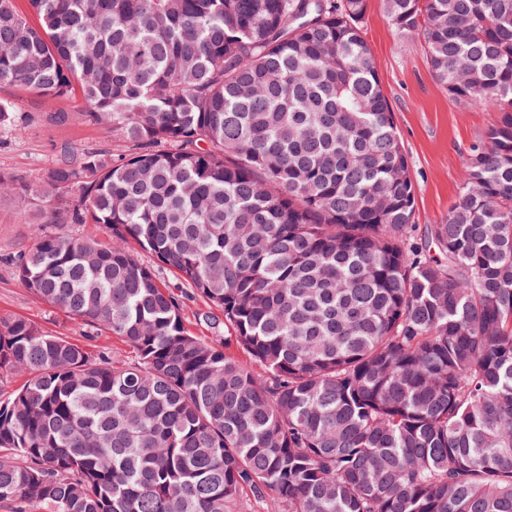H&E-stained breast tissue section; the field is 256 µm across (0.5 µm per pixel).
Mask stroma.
<instances>
[{
    "label": "stroma",
    "instance_id": "1",
    "mask_svg": "<svg viewBox=\"0 0 512 512\" xmlns=\"http://www.w3.org/2000/svg\"><path fill=\"white\" fill-rule=\"evenodd\" d=\"M380 79L388 97L401 144L416 186L414 223L417 229L442 223L457 202L467 150L498 112L452 99L434 79L423 48L413 45L392 27L382 0H368L363 22ZM0 99L11 101L21 118L19 131L0 132V174L15 176L40 193H47L45 173L66 154L100 150L124 153L125 145L106 126L88 122L80 101L50 98L18 85L1 83ZM68 113L57 122V113ZM20 197L0 195V315H22L52 334L86 348L130 355V348L106 332L90 334L78 320L51 308L22 288L12 258L29 248L36 233H68L104 242L106 230L98 224L46 222L42 211L28 213L19 223Z\"/></svg>",
    "mask_w": 512,
    "mask_h": 512
}]
</instances>
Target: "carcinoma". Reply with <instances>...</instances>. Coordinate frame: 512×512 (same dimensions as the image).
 Here are the masks:
<instances>
[{"label":"carcinoma","mask_w":512,"mask_h":512,"mask_svg":"<svg viewBox=\"0 0 512 512\" xmlns=\"http://www.w3.org/2000/svg\"><path fill=\"white\" fill-rule=\"evenodd\" d=\"M0 0V83L128 144L48 170L19 284L135 354L0 316L14 512H512V0H384L461 103L501 114L415 237L366 0ZM20 129L0 100V131ZM151 253L211 309L191 332ZM133 251L140 263L154 269L161 283L169 287L174 293L180 295L181 291H189V288H184L181 285L177 276L172 271L159 267L157 261L149 252L143 251L136 246H133Z\"/></svg>","instance_id":"1"}]
</instances>
